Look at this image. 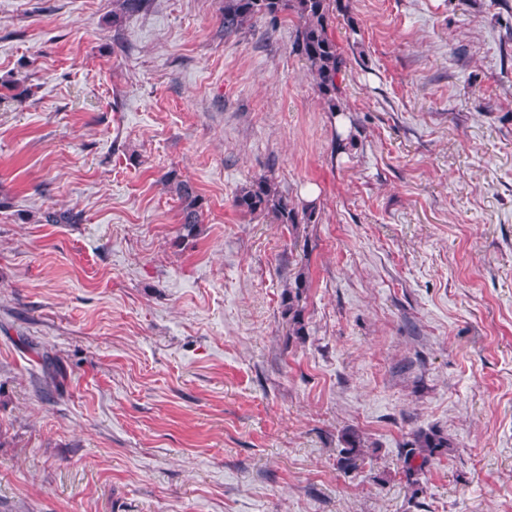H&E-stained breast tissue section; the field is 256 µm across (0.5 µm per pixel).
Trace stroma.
<instances>
[{
    "instance_id": "obj_1",
    "label": "stroma",
    "mask_w": 512,
    "mask_h": 512,
    "mask_svg": "<svg viewBox=\"0 0 512 512\" xmlns=\"http://www.w3.org/2000/svg\"><path fill=\"white\" fill-rule=\"evenodd\" d=\"M222 6L0 0V512H512V0H331L341 119ZM166 183L173 184V189L182 203V230L185 232L183 238H194L199 232L200 220V199L192 185L185 180H176L169 175ZM235 207L242 213L249 215H263L271 217L275 224L311 223L312 210L309 213L302 208V217L299 219L298 208L283 194L278 184L270 177L261 175L250 181L248 186L242 188L235 196ZM309 287L308 275L304 269H299L294 276L293 281L288 283V288L282 299L283 316L288 322V335L304 336V307L301 304L303 295ZM344 443L346 446L340 451L337 466L344 473H348L358 468V462L363 456V446L361 445V439L354 432L345 434ZM445 447H448V440L437 434L422 432L415 434L406 442L405 448H410L406 451L404 458L406 471L409 473L422 471L428 462V458L422 452L427 450L432 454L435 449ZM417 448L419 452L416 451Z\"/></svg>"
}]
</instances>
